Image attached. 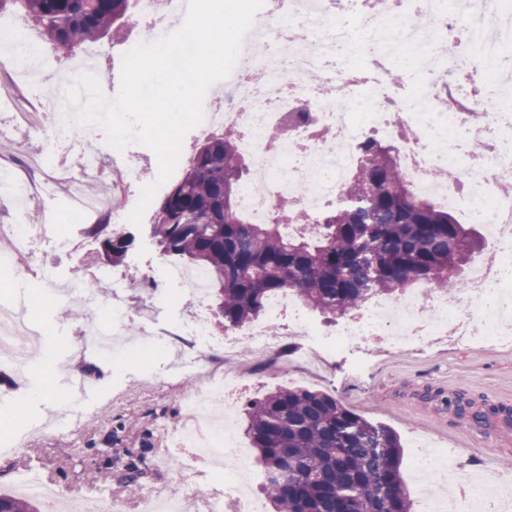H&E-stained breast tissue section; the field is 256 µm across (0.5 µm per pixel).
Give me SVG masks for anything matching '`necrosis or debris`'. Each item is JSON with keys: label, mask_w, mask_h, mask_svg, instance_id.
Segmentation results:
<instances>
[{"label": "necrosis or debris", "mask_w": 512, "mask_h": 512, "mask_svg": "<svg viewBox=\"0 0 512 512\" xmlns=\"http://www.w3.org/2000/svg\"><path fill=\"white\" fill-rule=\"evenodd\" d=\"M182 13L181 0H140L136 22L143 41H154ZM249 38L264 44V52L242 49L225 81V98L204 103L206 119L198 134L206 138L236 129L250 166L240 207L252 223H268L285 195L294 206L280 222L285 233L300 232L323 207L341 200L347 175L359 161L358 145L371 133L394 145L418 192L436 193L489 237L461 292L426 285L375 297L330 332L305 317L292 295L280 294L245 338L221 341L211 334L203 305L206 273L162 262L163 280L199 304L176 334L155 339L156 348L167 351L178 350L181 337L198 339L186 362L187 418L227 403L226 365L244 353L274 352L285 333L300 337L304 354L315 360L372 342L404 351L435 336L480 349L512 345V195L502 191L512 183V73L502 63L505 48L512 46V0H265ZM400 66L409 69L408 82L391 80V70ZM47 106L56 122L39 163L46 173L39 197L52 196L63 181L75 208L97 210L84 194L83 179L86 169L102 163L113 168L120 187L142 182L133 156H90L85 146L98 130L75 123L65 99ZM40 238V225L23 218L0 231V271L15 287H23L25 261ZM67 300L88 313L76 354L94 361L134 360L135 352L116 338L127 330L131 313L151 312L159 304L150 280L90 293L74 278ZM100 310L109 312L111 323L96 319ZM32 333L13 299H1L0 365L16 367ZM185 439L180 456L198 460L201 445L213 459L234 460L207 512H255L239 480L250 469L247 453L235 444L230 422L204 433L187 428ZM413 468L420 512H506L498 480L449 476L445 451L417 449Z\"/></svg>", "instance_id": "obj_1"}]
</instances>
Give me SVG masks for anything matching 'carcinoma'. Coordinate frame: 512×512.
<instances>
[{"label":"carcinoma","instance_id":"1","mask_svg":"<svg viewBox=\"0 0 512 512\" xmlns=\"http://www.w3.org/2000/svg\"><path fill=\"white\" fill-rule=\"evenodd\" d=\"M138 0H0V14L20 12L56 52L118 32ZM342 201L303 232L282 234L278 219L253 224L237 205L249 167L231 127L199 145L182 178L155 211L150 236L159 254L209 276L219 325L241 328L264 315L268 300L290 292L324 321L359 310L373 296H393L422 281L456 293L476 241L462 224L417 193L395 148L374 137ZM112 264L133 237L90 224ZM448 406L478 425L512 410H485L457 394ZM246 435L257 453L261 488L275 512H412L401 475L402 445L392 429L308 387L275 388L251 400ZM0 512H40L39 502L0 496Z\"/></svg>","mask_w":512,"mask_h":512}]
</instances>
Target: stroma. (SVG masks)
Returning <instances> with one entry per match:
<instances>
[{
    "mask_svg": "<svg viewBox=\"0 0 512 512\" xmlns=\"http://www.w3.org/2000/svg\"><path fill=\"white\" fill-rule=\"evenodd\" d=\"M137 33L123 25L119 38H105L97 48L104 56L103 69L109 75L111 91L121 84L122 56L132 47ZM30 102L25 87L13 67L0 58V124L13 127L9 139L15 150L6 167L12 169L26 187L24 209L33 224L53 225L59 235L74 231L73 204L65 184H58L48 202H40L33 188L42 175L34 171L41 141L36 134L42 117H26ZM135 238L123 264L110 267L99 252L100 243L88 239L84 259L37 246L28 261L27 296L42 288V267L52 264L64 276L97 269L115 270L128 280L149 273L159 259L149 237L148 225H127ZM85 310L75 318L60 319L58 312L41 318L36 327L41 336L36 353L53 357L55 366L71 362L79 343L77 332L87 319ZM298 346L284 339L274 358L252 363L243 375V389L230 409L235 434H242L247 402L265 389L277 386H306L325 391L345 407L372 422L389 426L403 445L401 474L411 481V458L421 440L430 439L458 448L454 461L463 472H487L512 477V420L492 418L485 426L457 416L448 400L463 393L486 406L512 408V352L475 351L451 343L440 344L433 352L416 356L406 352H371L361 374H350L339 361L319 373L295 371ZM168 360L147 355L145 364L120 361L92 363L94 386L82 408L86 419L64 436L46 430L18 448L0 451V495L14 494L17 477L26 469L38 468L44 481L61 500L97 496L107 488L120 505V512H141L148 496L180 499L191 496L190 512H205L208 497L224 487V472L205 464L187 469L177 461H165L161 444L163 431L173 430L182 420V401L188 383L167 376ZM32 385L41 387L40 401L21 403L22 381L10 370L0 369V412L10 414L11 427L29 426L55 415L62 389L42 373H35ZM138 470L136 482H128L129 470Z\"/></svg>",
    "mask_w": 512,
    "mask_h": 512,
    "instance_id": "stroma-1",
    "label": "stroma"
}]
</instances>
